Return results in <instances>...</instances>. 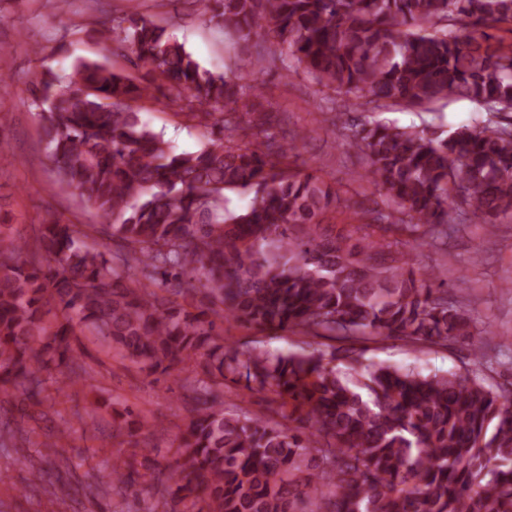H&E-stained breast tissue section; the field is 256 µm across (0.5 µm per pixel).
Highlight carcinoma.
<instances>
[{"label":"carcinoma","mask_w":512,"mask_h":512,"mask_svg":"<svg viewBox=\"0 0 512 512\" xmlns=\"http://www.w3.org/2000/svg\"><path fill=\"white\" fill-rule=\"evenodd\" d=\"M242 41L266 33L279 53L242 68L302 71L333 104L342 145L363 155L382 201L361 210L367 233L336 229L345 205L272 112L247 107L242 86L200 66L167 28L133 13L100 23L98 43L144 70L78 57L35 83L56 183L106 223L89 234L50 219L32 241L0 221V396L36 419L44 380L76 386L79 333L101 336L153 375L193 364L192 415L176 467L158 471L147 512H512V390L469 368L424 375L366 365L350 349L246 357L224 346V321L307 338H396L415 346L474 336L463 303L433 269L419 279L399 246H419L460 216L512 214V0H213ZM61 90H56L60 82ZM166 99L202 129L197 152L174 153L142 122L138 101ZM466 99L486 118L448 136L387 119L343 121L346 109H429ZM256 187L235 214L224 192ZM119 240L118 250L99 239ZM245 382L262 411L224 402ZM114 436L158 425L132 408ZM133 466L112 484L133 486Z\"/></svg>","instance_id":"carcinoma-1"}]
</instances>
